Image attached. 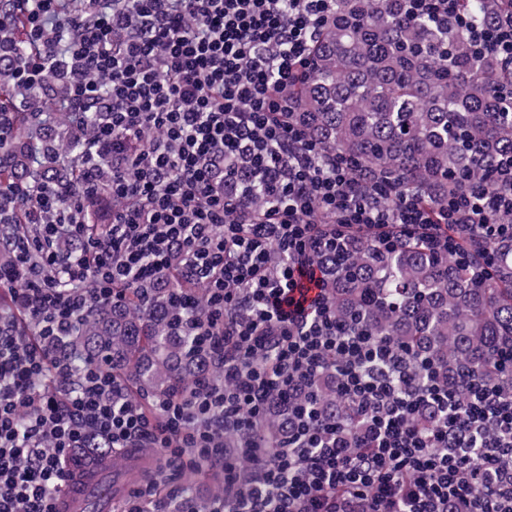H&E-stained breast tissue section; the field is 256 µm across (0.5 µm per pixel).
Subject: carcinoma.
I'll return each mask as SVG.
<instances>
[{"instance_id":"carcinoma-1","label":"carcinoma","mask_w":512,"mask_h":512,"mask_svg":"<svg viewBox=\"0 0 512 512\" xmlns=\"http://www.w3.org/2000/svg\"><path fill=\"white\" fill-rule=\"evenodd\" d=\"M411 0H336L294 97L291 118L322 152L353 165L365 180L390 179L418 193L431 209L474 184L496 188L497 161L512 158V62L474 51L462 30L436 27L410 10ZM465 16L486 27L512 16V0H463ZM12 70L0 67V103L14 100ZM83 112L60 141L36 138L31 113L17 112L12 148L0 163V186L43 173L78 187L79 164L98 121ZM499 255L484 276L454 258L409 241L391 251L355 239L346 259L330 266L333 315L404 347L443 383L512 390V244L490 241ZM186 278L142 295L125 288L120 304H92L67 346L78 365H111L140 396L189 393L197 379L221 381L218 366L195 355L196 340L178 333L174 295ZM326 420L346 418L344 439L356 445L360 420L338 391L334 364L313 380ZM290 403L278 394L257 428L263 452L286 441Z\"/></svg>"}]
</instances>
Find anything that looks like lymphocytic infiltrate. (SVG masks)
Listing matches in <instances>:
<instances>
[{
  "label": "lymphocytic infiltrate",
  "mask_w": 512,
  "mask_h": 512,
  "mask_svg": "<svg viewBox=\"0 0 512 512\" xmlns=\"http://www.w3.org/2000/svg\"><path fill=\"white\" fill-rule=\"evenodd\" d=\"M461 0H417L437 26L464 29L474 49L512 59V19L488 29ZM336 0H8L0 59L33 48L16 82L45 71L72 80L56 111L101 118L83 162L82 190L108 189L112 222L91 234L76 192L57 184L0 189L13 261L0 266L34 334L0 316V512H52L71 452L160 448L166 471L200 463L237 483L207 512H512V392L454 393L415 376L405 350L336 323L321 266L356 236L386 249L418 239L488 270L493 255L458 250L440 225H477L512 240V164L497 187L475 185L430 212L418 193L366 183L289 121L294 92ZM108 97H100V85ZM268 206L255 213L254 190ZM182 272L206 290L208 316L185 329L224 371L188 396L145 403L111 369L78 366L65 338L95 302L125 286L166 285ZM335 362L339 387L367 422L361 447L326 429L307 380ZM295 399L296 427L273 461L255 441L237 451L225 430L253 429L271 392ZM441 412L420 431L424 405ZM126 512H198L187 487L158 498L135 489Z\"/></svg>",
  "instance_id": "lymphocytic-infiltrate-1"
}]
</instances>
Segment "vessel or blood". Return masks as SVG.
Segmentation results:
<instances>
[{"instance_id": "obj_1", "label": "vessel or blood", "mask_w": 512, "mask_h": 512, "mask_svg": "<svg viewBox=\"0 0 512 512\" xmlns=\"http://www.w3.org/2000/svg\"><path fill=\"white\" fill-rule=\"evenodd\" d=\"M155 457L144 448L131 449L117 458L102 457L76 470L55 494L56 512H116L123 502V480L147 478L156 472Z\"/></svg>"}]
</instances>
